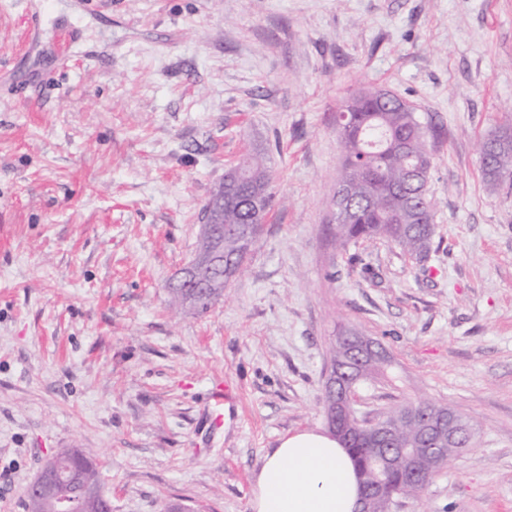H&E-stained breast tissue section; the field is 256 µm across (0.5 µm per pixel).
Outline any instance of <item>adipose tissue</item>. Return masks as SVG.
Here are the masks:
<instances>
[{
    "label": "adipose tissue",
    "instance_id": "ef3b65f1",
    "mask_svg": "<svg viewBox=\"0 0 512 512\" xmlns=\"http://www.w3.org/2000/svg\"><path fill=\"white\" fill-rule=\"evenodd\" d=\"M362 485L346 451L330 435L282 437L257 469L249 512H359Z\"/></svg>",
    "mask_w": 512,
    "mask_h": 512
}]
</instances>
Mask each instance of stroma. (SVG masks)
I'll use <instances>...</instances> for the list:
<instances>
[{
	"label": "stroma",
	"instance_id": "stroma-1",
	"mask_svg": "<svg viewBox=\"0 0 512 512\" xmlns=\"http://www.w3.org/2000/svg\"><path fill=\"white\" fill-rule=\"evenodd\" d=\"M0 0V512L59 448L112 512H248L284 435L327 432L337 336L389 352L375 422L426 397L474 427L395 512H512V0ZM433 146L425 258L337 247L336 113L361 86ZM264 156L272 203L207 313L169 305L225 172ZM228 396L222 417L208 397ZM478 151L483 173L490 184L498 185L512 180L511 126L503 127L482 140ZM79 467V472L81 476L83 477L84 483H78L70 488V492L74 494L75 497L79 498L81 500V511L80 512H100L99 506L100 503L97 498L94 499H87L83 495V488L86 485H89L90 487H94L98 491L105 494L100 486L99 481V474L95 467L91 463H89L85 458L82 456L78 458L77 460Z\"/></svg>",
	"mask_w": 512,
	"mask_h": 512
}]
</instances>
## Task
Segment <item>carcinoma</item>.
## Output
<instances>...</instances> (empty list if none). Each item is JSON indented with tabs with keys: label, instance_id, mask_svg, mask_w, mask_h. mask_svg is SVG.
Segmentation results:
<instances>
[{
	"label": "carcinoma",
	"instance_id": "obj_1",
	"mask_svg": "<svg viewBox=\"0 0 512 512\" xmlns=\"http://www.w3.org/2000/svg\"><path fill=\"white\" fill-rule=\"evenodd\" d=\"M342 112L346 120L337 124L345 157L338 184L345 192L343 210L336 215V243L346 247L360 239L379 238L402 251L423 256L435 232V203L428 183L432 157L425 127L415 108L398 95L367 87L349 96ZM483 173L492 185L512 180V128L499 129L479 144ZM237 168L243 172L244 188L224 176V266H216L206 280H219L223 269L237 274L247 251L239 242L238 227L251 226L250 241H255L265 223L272 193L271 175L264 163L244 158ZM401 411L388 418L395 422L393 435L404 446L419 437V426L400 419ZM83 482L70 492L81 500V512H99L98 499H87V485L101 489L99 474L85 458L77 460ZM386 491L394 498L416 497L421 489L408 484L403 472L388 477Z\"/></svg>",
	"mask_w": 512,
	"mask_h": 512
}]
</instances>
